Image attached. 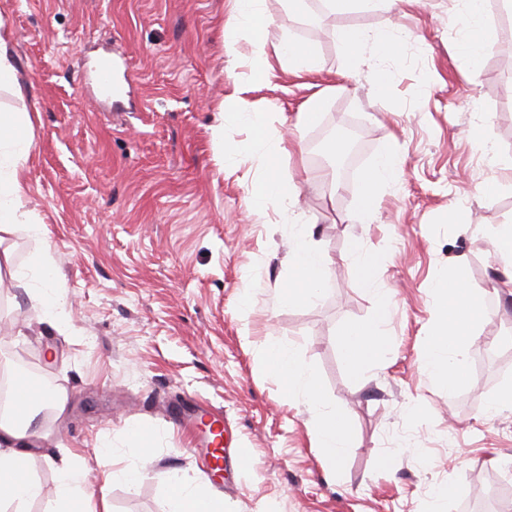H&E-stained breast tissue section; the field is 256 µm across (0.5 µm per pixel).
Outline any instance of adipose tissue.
I'll use <instances>...</instances> for the list:
<instances>
[{"label": "adipose tissue", "instance_id": "adipose-tissue-1", "mask_svg": "<svg viewBox=\"0 0 512 512\" xmlns=\"http://www.w3.org/2000/svg\"><path fill=\"white\" fill-rule=\"evenodd\" d=\"M232 20L224 29L225 43L247 36L254 46V56L247 73L236 75L237 86L260 82L269 67V55H276L295 72L315 71L320 61L310 45L283 36L280 27L266 13L264 0H231ZM464 6L457 28L456 52L472 75H479L484 56L494 49L499 36L487 20L486 0H463ZM336 39L345 53L348 69H357L367 45L382 53L396 55L402 42L399 30L367 33L355 27L337 30ZM231 118L220 121L214 134L219 144L233 142L238 123H245L256 132L265 131L271 114L257 108L242 97H232ZM29 116L24 112L0 113V150L8 154L0 162V233L13 232L22 224L23 189L19 168L27 161L32 142L24 130ZM399 169L397 145H388L371 167L355 212L357 223L366 224L375 214L382 189L393 182ZM352 258L360 283L375 292V311L365 323L347 327L340 350L354 377H361L371 366L384 364L390 347L388 325L391 302L388 291H376L375 269L378 258L354 246ZM292 276L280 288V303H311L317 300L329 276L330 262L315 245L307 227H300L288 251ZM12 279L36 280L28 295L37 302L47 321H55L62 302L58 274L47 254L33 258L28 270L14 268L8 252L0 253V274ZM434 328L419 361L421 370L448 390H455L466 362L467 349L477 336L478 328L487 315L484 290L473 287L459 265H451L446 275L432 288ZM265 361L287 396L302 400L311 412L309 431L315 448L330 466H337L348 448L353 430L341 404H324L319 394L316 376L299 365L293 351L284 346L265 350ZM36 400L30 382L14 378L5 409L0 410V486H7L5 500L13 512H26L28 503L40 498L43 488L29 471V462L38 432L33 427ZM151 442L142 437L141 446L131 454L124 466L104 471L103 488H95L86 479L78 459L66 455L58 466L55 491V512H112L105 485L113 480L135 484L142 475L144 458ZM169 512H224L222 499L211 494L197 476L173 474L169 479Z\"/></svg>", "mask_w": 512, "mask_h": 512}]
</instances>
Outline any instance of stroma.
<instances>
[{
    "mask_svg": "<svg viewBox=\"0 0 512 512\" xmlns=\"http://www.w3.org/2000/svg\"><path fill=\"white\" fill-rule=\"evenodd\" d=\"M265 8L321 65L288 72L271 60L248 100L277 115L287 140L278 164L296 189L285 211L256 212L249 189L264 178L255 131L239 127L225 160L213 136L235 93L247 39L224 47L229 0H0L22 95L0 91V111L29 113L30 157L21 172L25 210L41 233L19 227L0 240L16 267L51 256L65 290L68 327L44 320L23 288L0 279V372L65 391L64 415L39 412L49 432L30 463L43 487L27 512H50L63 449L101 485V448L154 439L136 487H106L113 512H168L171 471L200 474L202 459L166 419L171 405L221 410L231 449L248 455L217 490L224 512H512V410L486 402L512 382V296L492 293L499 263L485 234L512 221V185L484 193L512 164V54L488 53L470 79L455 52L460 0H403L396 9L330 13L308 0ZM344 26L397 27L396 57L367 46L347 70L336 40ZM126 63L129 94L104 103L81 88L103 52ZM386 68L376 87L372 73ZM325 92L318 119L296 115ZM485 120L489 150L469 132ZM402 173L370 223L354 222L361 183L387 144ZM311 224L331 260L321 299L281 304L295 221ZM379 257L377 286L391 289L388 361L354 379L340 353L345 327L368 321L374 296L358 282L353 242ZM487 290L488 316L447 392L420 372L430 288L450 263ZM286 344L317 376L324 401L341 403L353 440L329 476L308 429L310 414L266 371L262 351ZM394 457L386 471L380 464ZM456 495L436 500L438 485Z\"/></svg>",
    "mask_w": 512,
    "mask_h": 512,
    "instance_id": "1",
    "label": "stroma"
}]
</instances>
